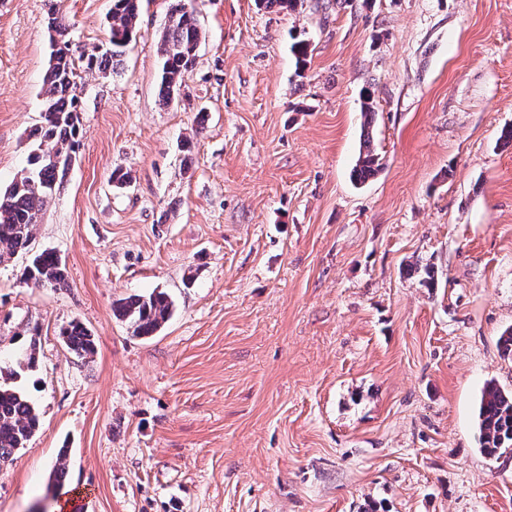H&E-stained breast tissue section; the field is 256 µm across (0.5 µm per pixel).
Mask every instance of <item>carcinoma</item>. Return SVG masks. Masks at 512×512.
Segmentation results:
<instances>
[{"mask_svg":"<svg viewBox=\"0 0 512 512\" xmlns=\"http://www.w3.org/2000/svg\"><path fill=\"white\" fill-rule=\"evenodd\" d=\"M141 0H112V26L109 47L84 59L85 69L105 72L119 62L136 39ZM200 42V31L193 14L184 4L170 11L169 24L158 44L162 60L159 97L169 104L180 91L184 78L192 71ZM75 61L67 47L54 49L45 75L46 101L41 125L32 129L29 138L34 147L23 169L5 189H0V262L15 253H29L23 279L37 287L60 288L66 276L60 257L49 250L30 252V243L40 224L48 201L65 177L64 167L52 162L53 153H73L80 132L76 119L77 84ZM380 158L364 134L362 150L353 169L355 179L364 183L380 170ZM173 301L168 293L155 290L135 295L115 308L138 337L154 335L170 318ZM67 348L79 359L94 354L91 333L80 323L72 322L60 332ZM20 372L0 367V463L13 460L17 450L25 447L40 426L39 412L18 384ZM480 444L488 456L512 451V394L493 384L486 386L479 412Z\"/></svg>","mask_w":512,"mask_h":512,"instance_id":"cac0c4a2","label":"carcinoma"}]
</instances>
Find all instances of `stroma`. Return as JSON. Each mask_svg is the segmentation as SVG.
I'll return each instance as SVG.
<instances>
[{
  "label": "stroma",
  "mask_w": 512,
  "mask_h": 512,
  "mask_svg": "<svg viewBox=\"0 0 512 512\" xmlns=\"http://www.w3.org/2000/svg\"><path fill=\"white\" fill-rule=\"evenodd\" d=\"M111 5L0 0V188L42 122L51 14L78 60ZM186 5L202 38L169 105L170 0H142L114 70L77 72L79 145L32 242L68 287L0 264V365L35 346L41 418L0 512H512V453L478 429L486 385L512 392V0ZM367 136L382 168L359 185ZM155 290L173 313L133 336L114 308ZM67 348L79 359H88L94 354L95 343L91 333L79 322H71L60 332Z\"/></svg>",
  "instance_id": "stroma-1"
}]
</instances>
